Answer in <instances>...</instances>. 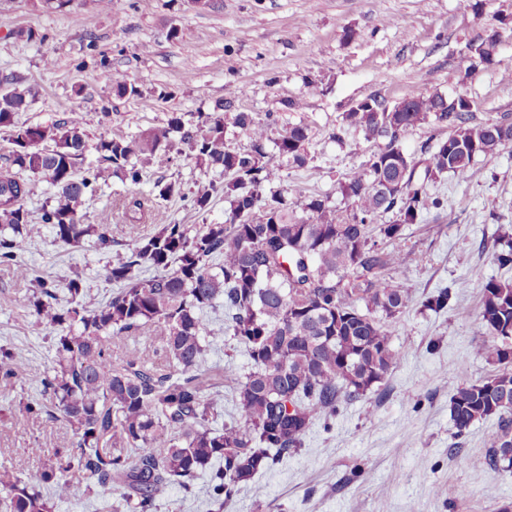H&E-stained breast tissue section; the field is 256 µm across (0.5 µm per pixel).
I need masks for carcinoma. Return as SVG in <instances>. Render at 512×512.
Masks as SVG:
<instances>
[{"mask_svg":"<svg viewBox=\"0 0 512 512\" xmlns=\"http://www.w3.org/2000/svg\"><path fill=\"white\" fill-rule=\"evenodd\" d=\"M23 91L0 93V129L11 130L12 150L0 163V265L17 277L34 279L28 299L38 319L62 328L54 337L55 364L37 383L40 397L25 405L38 415L48 401L73 431L60 443L39 480L23 479L27 458L17 457L0 470V512H54V503L83 485L112 512H157L170 488L189 493L200 473L209 471L208 494L215 512H224L242 485L288 458L303 445L317 421L336 415L348 400L365 396L395 367L400 352L392 344L393 327L413 303L408 287L389 272L405 260V228L444 201L427 191L446 174L468 178L474 160L493 158L512 146V123L474 122L459 101L456 112H440L444 97L413 94L400 112L375 97L358 102L342 121L384 138L366 167L340 181V207L328 196L302 203L288 193L268 189L279 179L269 165L266 144L270 119L239 112L233 123L248 131L250 146L226 145L224 116L199 115L187 129L172 113L167 123L133 139L101 138L97 164L78 171L89 150L80 115L51 125L16 123L26 110ZM430 125L450 129L423 166L411 164L403 138ZM188 144L197 163L220 171L190 199L206 212L224 198V223L176 224L133 196L122 203L131 224L149 218L152 232L141 235L106 267L112 291L94 308L79 301L89 292L75 276L66 284L69 304L58 302V288L35 275L16 252V238H35L51 229L55 240L76 247L94 236L102 249L112 247L104 224H86L78 207L110 169L133 185L143 179L138 162L169 152L174 135ZM308 129L294 126L273 140L279 154L296 167L308 164ZM33 175L57 190V201L34 216L24 206ZM308 218L294 216L297 206ZM392 213L395 220L378 223ZM492 260L512 268V232L500 231ZM452 292L442 288L425 307H451ZM224 307L222 333L246 348L250 369L236 378L235 399L241 417L220 427L219 391L205 375L212 336L204 312ZM478 348L495 370L463 384L449 398L454 437L474 423L494 418L485 464L498 474L512 473V281L490 278L483 286ZM154 327L163 330L160 352L172 369L147 364L131 349L112 360V342L136 338ZM23 374L17 356L0 348V379Z\"/></svg>","mask_w":512,"mask_h":512,"instance_id":"1","label":"carcinoma"}]
</instances>
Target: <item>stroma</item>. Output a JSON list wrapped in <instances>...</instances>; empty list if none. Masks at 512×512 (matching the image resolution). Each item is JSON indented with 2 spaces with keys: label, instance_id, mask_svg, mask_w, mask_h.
<instances>
[{
  "label": "stroma",
  "instance_id": "obj_1",
  "mask_svg": "<svg viewBox=\"0 0 512 512\" xmlns=\"http://www.w3.org/2000/svg\"><path fill=\"white\" fill-rule=\"evenodd\" d=\"M501 31L495 61L476 66L474 47ZM29 91L21 124L48 125L80 113L90 143L134 138L166 123L185 124L198 113L223 108L261 119L274 113L275 134L296 125L309 133L310 162L298 168L267 144L289 198L315 195L339 202V182L367 164L377 141L344 127L342 115L367 97L387 104L417 93L464 94L476 121L512 120V0H70L61 10L44 0H0V78ZM134 86L117 96L112 81ZM318 89L306 94L304 84ZM303 98L298 110L284 100ZM134 185L104 173L79 211L85 223L109 225L111 249L94 239L67 247L50 232L20 243L21 258L59 285L82 276L95 307L110 286L104 268L125 243L149 233L152 223L126 224L119 199L139 194L179 224L225 219L223 201L207 212L187 200L157 196L156 180L194 190L223 181L197 165L184 144L143 166ZM443 210L408 225L404 264L394 281L410 287L414 303L393 329L398 364L372 392L341 404L329 423H316L302 448L244 485L224 512H504L512 507V474L484 462L495 420L477 422L454 438L448 401L465 383L493 370L476 352L477 315L489 278L512 280L480 244L512 225V148L476 158L467 180L445 176L430 184ZM452 286L450 309L434 312L423 301ZM30 281L0 266V346L22 357L24 375L0 381V467L34 449L26 475L39 479L68 428L57 410L27 414L39 376L52 365L53 330L27 307ZM250 367L230 338L215 342L205 366L222 393L219 414L234 411V377ZM460 446L465 464L450 449Z\"/></svg>",
  "mask_w": 512,
  "mask_h": 512
}]
</instances>
